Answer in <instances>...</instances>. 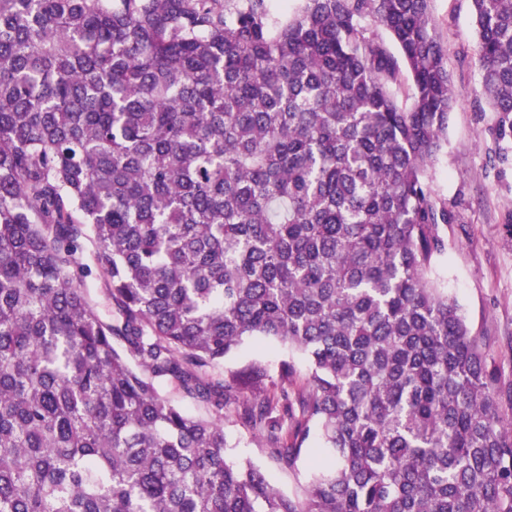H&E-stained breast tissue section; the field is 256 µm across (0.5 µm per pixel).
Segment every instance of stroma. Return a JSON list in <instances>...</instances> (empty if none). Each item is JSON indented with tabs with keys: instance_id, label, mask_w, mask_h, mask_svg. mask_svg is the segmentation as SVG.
Listing matches in <instances>:
<instances>
[{
	"instance_id": "35a3bbf8",
	"label": "stroma",
	"mask_w": 512,
	"mask_h": 512,
	"mask_svg": "<svg viewBox=\"0 0 512 512\" xmlns=\"http://www.w3.org/2000/svg\"><path fill=\"white\" fill-rule=\"evenodd\" d=\"M430 10L442 37L456 105L448 117V143L428 174L437 196L448 204L445 254L433 266L460 304L472 336L512 381V132L501 133L498 116L480 95L482 70L472 0H431ZM288 352L277 342L248 339L224 362L240 371L260 362L276 369ZM232 458L251 459L284 493H294L317 465L307 441L295 470L270 458L253 431L224 428Z\"/></svg>"
}]
</instances>
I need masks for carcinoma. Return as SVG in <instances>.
<instances>
[{"label": "carcinoma", "mask_w": 512, "mask_h": 512, "mask_svg": "<svg viewBox=\"0 0 512 512\" xmlns=\"http://www.w3.org/2000/svg\"><path fill=\"white\" fill-rule=\"evenodd\" d=\"M296 2L0 0V512H512V382L432 277L430 0ZM472 6L512 129V0ZM246 338L308 358L297 401L290 359L244 399ZM237 421L334 465L287 495Z\"/></svg>", "instance_id": "obj_1"}]
</instances>
